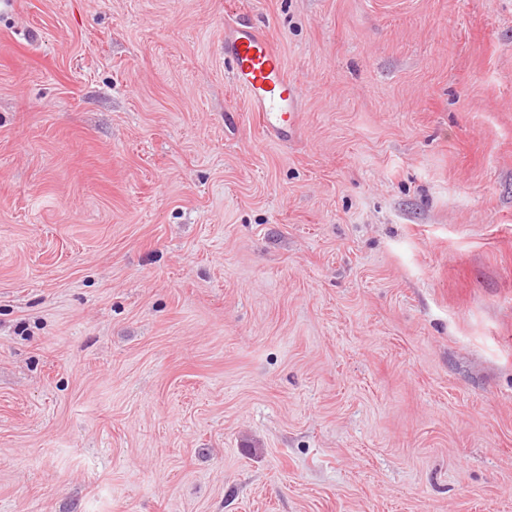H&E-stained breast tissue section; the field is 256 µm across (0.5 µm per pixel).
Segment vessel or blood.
I'll use <instances>...</instances> for the list:
<instances>
[{"instance_id": "vessel-or-blood-1", "label": "vessel or blood", "mask_w": 512, "mask_h": 512, "mask_svg": "<svg viewBox=\"0 0 512 512\" xmlns=\"http://www.w3.org/2000/svg\"><path fill=\"white\" fill-rule=\"evenodd\" d=\"M224 58L231 63L233 83L249 101L259 125L272 138L287 139L297 125L303 88L289 77L273 39L244 21L225 25Z\"/></svg>"}]
</instances>
